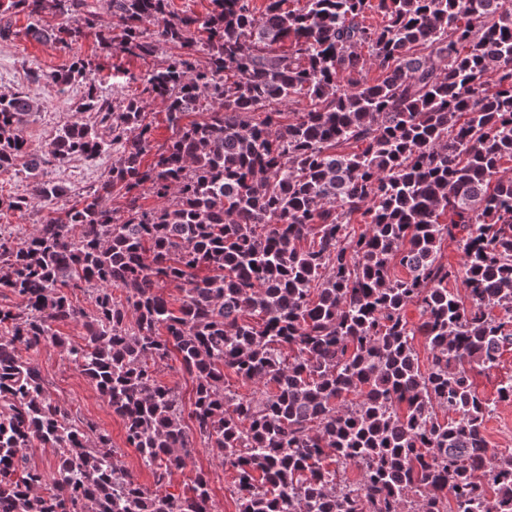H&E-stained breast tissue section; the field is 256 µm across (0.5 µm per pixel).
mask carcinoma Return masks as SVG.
<instances>
[{
    "label": "carcinoma",
    "mask_w": 512,
    "mask_h": 512,
    "mask_svg": "<svg viewBox=\"0 0 512 512\" xmlns=\"http://www.w3.org/2000/svg\"><path fill=\"white\" fill-rule=\"evenodd\" d=\"M251 2L102 0L116 33L87 0H0V41L178 50L140 78L173 131L158 148L141 100L106 95L89 60L33 73L85 83L78 109L97 116L37 156L23 136L35 101L0 94V175L31 188L0 209L52 205L70 189L46 165L112 152L34 234L0 230V295L14 298L0 303V512H216L201 468L171 491L199 446L234 472L237 512H512V448L489 447L493 405L472 380L512 348V0ZM287 101L306 107L285 123ZM146 189L161 206L142 208ZM448 240L460 268L440 259ZM78 320L74 342L59 327ZM45 347L122 420L153 488L53 396ZM171 360L188 401L159 377ZM226 370L250 390L225 387Z\"/></svg>",
    "instance_id": "obj_1"
}]
</instances>
